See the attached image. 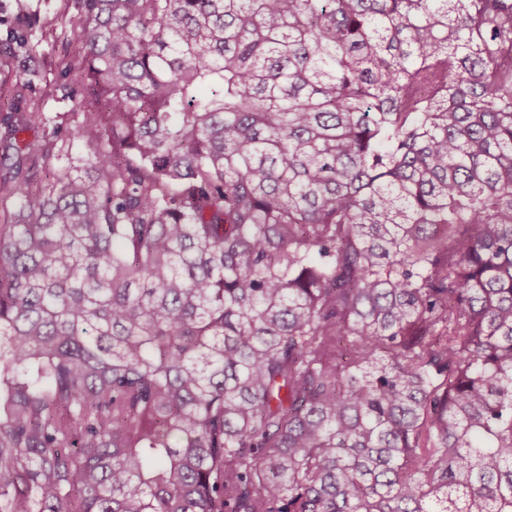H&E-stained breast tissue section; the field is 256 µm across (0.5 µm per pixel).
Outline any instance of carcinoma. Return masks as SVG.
I'll use <instances>...</instances> for the list:
<instances>
[{
	"instance_id": "1",
	"label": "carcinoma",
	"mask_w": 512,
	"mask_h": 512,
	"mask_svg": "<svg viewBox=\"0 0 512 512\" xmlns=\"http://www.w3.org/2000/svg\"><path fill=\"white\" fill-rule=\"evenodd\" d=\"M61 2L75 124L0 48V512H512V0ZM16 64L0 66V133L3 135L4 127L1 123L8 117V112H19L25 108L24 102L12 101L9 95V88L15 82L16 76L19 74ZM12 107L13 109H10Z\"/></svg>"
}]
</instances>
